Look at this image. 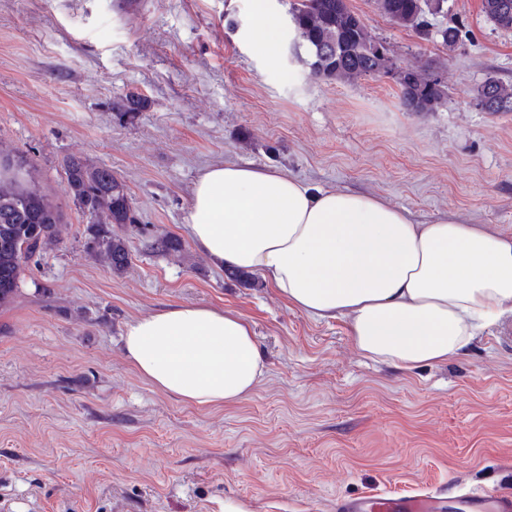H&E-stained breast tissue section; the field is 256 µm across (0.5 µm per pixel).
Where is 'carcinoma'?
<instances>
[{
	"instance_id": "carcinoma-1",
	"label": "carcinoma",
	"mask_w": 512,
	"mask_h": 512,
	"mask_svg": "<svg viewBox=\"0 0 512 512\" xmlns=\"http://www.w3.org/2000/svg\"><path fill=\"white\" fill-rule=\"evenodd\" d=\"M376 4L392 23L429 35V18L436 16L429 0H376ZM481 9L495 28L512 31V0H481ZM288 14L294 54L305 57L315 77L356 81L376 77L387 69V59L372 51L373 38L347 0H290ZM399 87L402 106L416 112H431L448 96L447 87L435 79L430 64L410 69L409 78ZM480 89L495 105L490 113L512 112L511 83L489 78ZM5 159L24 167L25 180L0 173V309L16 296L35 255L31 248L39 250L51 240H62L66 233L56 205L31 184L30 161L20 153L0 148V161ZM63 171L66 196L88 219L87 249L105 255L113 273L123 272L130 262L129 242L112 231V225L134 223L127 185L112 169L78 156L64 159Z\"/></svg>"
}]
</instances>
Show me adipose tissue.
<instances>
[{
    "label": "adipose tissue",
    "mask_w": 512,
    "mask_h": 512,
    "mask_svg": "<svg viewBox=\"0 0 512 512\" xmlns=\"http://www.w3.org/2000/svg\"><path fill=\"white\" fill-rule=\"evenodd\" d=\"M184 220L216 264L310 317L347 319L363 356L400 370L448 362L512 314V234L488 224H421L377 196L235 163L197 178ZM124 349L156 389L196 406L246 399L266 370L250 324L202 305L133 320Z\"/></svg>",
    "instance_id": "obj_1"
}]
</instances>
